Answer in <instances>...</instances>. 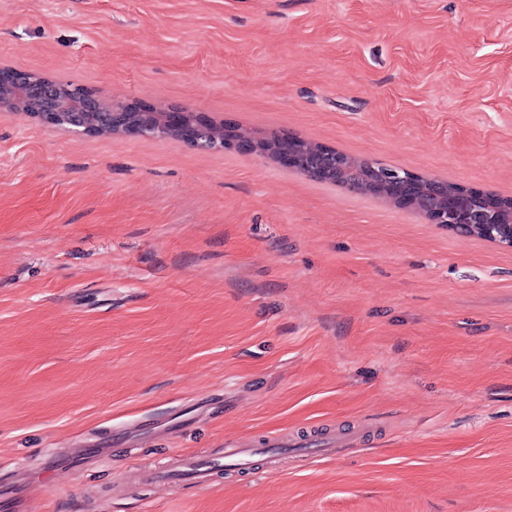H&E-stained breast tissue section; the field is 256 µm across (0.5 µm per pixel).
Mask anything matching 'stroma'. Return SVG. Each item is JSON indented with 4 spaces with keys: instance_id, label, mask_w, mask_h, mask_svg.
Segmentation results:
<instances>
[{
    "instance_id": "stroma-1",
    "label": "stroma",
    "mask_w": 512,
    "mask_h": 512,
    "mask_svg": "<svg viewBox=\"0 0 512 512\" xmlns=\"http://www.w3.org/2000/svg\"><path fill=\"white\" fill-rule=\"evenodd\" d=\"M0 64L512 196V0H0ZM276 435L358 442L125 484ZM52 461L50 512H512V249L0 112V482ZM213 470L214 469L209 465L199 463L195 461L194 458L174 455L170 459L169 468L166 471H160L147 476L133 469L130 474L140 482H146L148 480L166 482L169 473H179L186 475L191 485L204 487L210 483Z\"/></svg>"
}]
</instances>
